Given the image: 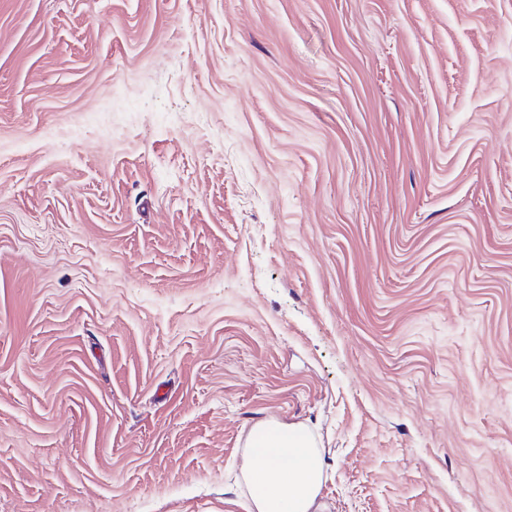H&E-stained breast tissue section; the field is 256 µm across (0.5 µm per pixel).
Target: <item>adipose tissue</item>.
<instances>
[{"mask_svg": "<svg viewBox=\"0 0 512 512\" xmlns=\"http://www.w3.org/2000/svg\"><path fill=\"white\" fill-rule=\"evenodd\" d=\"M324 478L323 451L305 424L252 427L239 484L248 512H321Z\"/></svg>", "mask_w": 512, "mask_h": 512, "instance_id": "ef3b65f1", "label": "adipose tissue"}]
</instances>
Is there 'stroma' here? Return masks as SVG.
<instances>
[{
	"label": "stroma",
	"mask_w": 512,
	"mask_h": 512,
	"mask_svg": "<svg viewBox=\"0 0 512 512\" xmlns=\"http://www.w3.org/2000/svg\"><path fill=\"white\" fill-rule=\"evenodd\" d=\"M512 512V0H0V512ZM325 459L308 427L259 422L246 440L239 487L249 512H326Z\"/></svg>",
	"instance_id": "35a3bbf8"
}]
</instances>
